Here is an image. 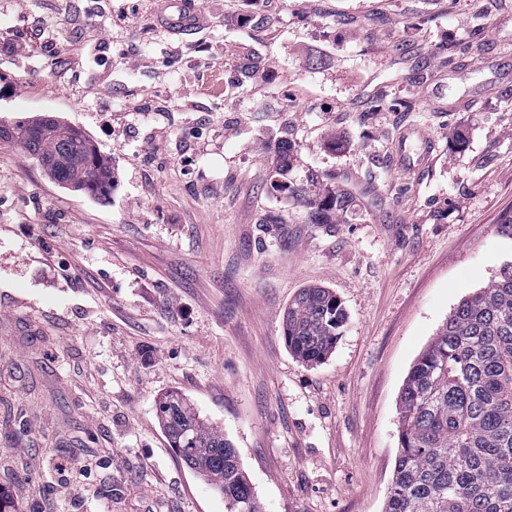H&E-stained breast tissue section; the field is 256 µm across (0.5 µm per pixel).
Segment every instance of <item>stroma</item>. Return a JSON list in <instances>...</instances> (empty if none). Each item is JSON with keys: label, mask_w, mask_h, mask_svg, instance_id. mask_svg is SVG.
I'll list each match as a JSON object with an SVG mask.
<instances>
[{"label": "stroma", "mask_w": 512, "mask_h": 512, "mask_svg": "<svg viewBox=\"0 0 512 512\" xmlns=\"http://www.w3.org/2000/svg\"><path fill=\"white\" fill-rule=\"evenodd\" d=\"M197 3L205 27L173 35L156 0H0V123L56 116L117 174L100 200L0 143L9 512H224L169 446L170 390L223 428L263 512H382L414 360L512 261V0ZM413 126L436 149L402 168ZM283 139L294 186L352 197L337 223L273 189ZM307 286L347 314L314 367L282 330ZM294 157V146L288 140H281L271 156V165L275 175L283 179L288 178V171Z\"/></svg>", "instance_id": "35a3bbf8"}]
</instances>
